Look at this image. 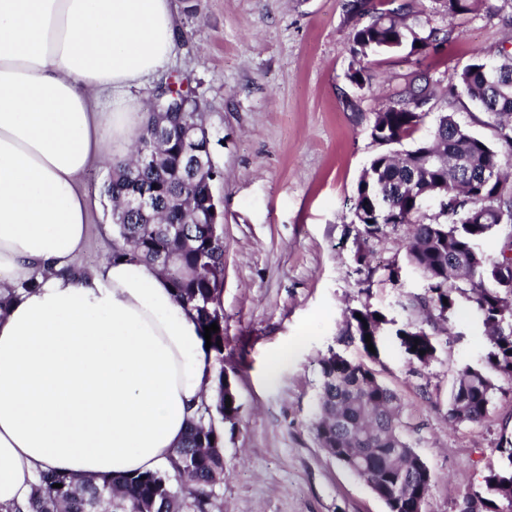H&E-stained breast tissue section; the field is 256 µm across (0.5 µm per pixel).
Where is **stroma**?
<instances>
[{
	"instance_id": "35a3bbf8",
	"label": "stroma",
	"mask_w": 512,
	"mask_h": 512,
	"mask_svg": "<svg viewBox=\"0 0 512 512\" xmlns=\"http://www.w3.org/2000/svg\"><path fill=\"white\" fill-rule=\"evenodd\" d=\"M345 2L175 0L169 72L189 79L224 171L223 366L239 411L220 425L224 485L211 512H387L311 430L319 361L333 352L371 368L399 397L402 431L433 476L426 512H459L466 492L503 466L498 445L512 435V382H501L480 421L448 419L459 371L489 347L473 304L460 298L451 330L434 333L433 361L411 363L394 332L424 324L408 304L426 282L406 260L408 229L388 227L366 239L353 213L359 177L382 150L370 118L414 73L425 69L435 78L439 109L495 141L492 118L467 98H446L444 89L454 69L496 60L512 42L489 10L444 20L434 0H407L410 22L446 24L447 41L425 57L404 49L369 57L373 85L360 90L346 77L358 20ZM107 175L102 162L81 181L90 201L77 260L83 271L112 248ZM389 266L396 280L387 279ZM365 305L388 320L374 356L344 334L350 310ZM282 351L287 362L270 371Z\"/></svg>"
}]
</instances>
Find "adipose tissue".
I'll return each instance as SVG.
<instances>
[{
	"mask_svg": "<svg viewBox=\"0 0 512 512\" xmlns=\"http://www.w3.org/2000/svg\"><path fill=\"white\" fill-rule=\"evenodd\" d=\"M173 0H0V512L39 473L165 470L214 401L213 354L164 276L78 272V188L140 128L132 90L168 74Z\"/></svg>",
	"mask_w": 512,
	"mask_h": 512,
	"instance_id": "adipose-tissue-1",
	"label": "adipose tissue"
}]
</instances>
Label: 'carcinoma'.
Returning <instances> with one entry per match:
<instances>
[{
	"label": "carcinoma",
	"instance_id": "cac0c4a2",
	"mask_svg": "<svg viewBox=\"0 0 512 512\" xmlns=\"http://www.w3.org/2000/svg\"><path fill=\"white\" fill-rule=\"evenodd\" d=\"M486 0H435L444 15L473 13ZM353 14L369 16L355 27L351 54L371 56L398 51L426 56L448 39L447 30L408 25L409 5L379 0L367 5L348 4ZM500 61L476 59L455 72L449 90L466 95L494 119L498 146L473 135L448 112H441L429 137L409 150L377 154L363 171L353 209L369 237L386 225L409 226L406 256L428 282L427 293L412 305L427 313L432 328L450 323L458 295L470 299L483 316L490 350L484 366L463 368L448 400V418L474 422L486 415L498 385L494 378L512 382V240L495 255L478 249V242L493 232L501 216L512 215V180L502 175L512 166V52L499 51ZM167 97L173 112L148 106L133 158L109 165L104 194L111 206L115 242L108 259L131 257L159 269L171 283L177 302L199 328L213 323L210 351L216 363L224 361V311L214 306L213 292L224 278V225L209 223L207 201L219 197L222 183L212 182L204 156L189 175L183 160L182 125L203 123L192 91L172 90L162 81L155 93ZM429 72L415 74L398 98L374 114L370 135L377 143H400L413 138L432 110ZM436 164L428 163V156ZM398 190L389 217L377 219L371 190L376 186ZM441 188L448 206L441 217L421 213L419 194ZM152 192L147 212L129 206L138 191ZM448 303H443V300ZM380 312L368 306L349 313L347 331L368 347L378 346L375 331ZM425 328L409 322L400 330L409 360L429 363L430 339ZM318 410L314 436L331 458L370 484L388 512H415L429 495L432 476L401 430L398 396L361 363L341 356L319 362ZM217 400L204 407L190 423L175 449L170 466L180 481L171 485L166 471L135 472L116 478L76 480L60 472L41 473L32 485L27 512H88L89 505L111 512H209L212 499L224 484V451L215 417L226 419L237 410L233 388L224 369L216 370ZM498 451L507 465L482 477L480 489L469 492L478 512H512V437L501 440ZM60 487L55 488L53 484Z\"/></svg>",
	"mask_w": 512,
	"mask_h": 512
}]
</instances>
